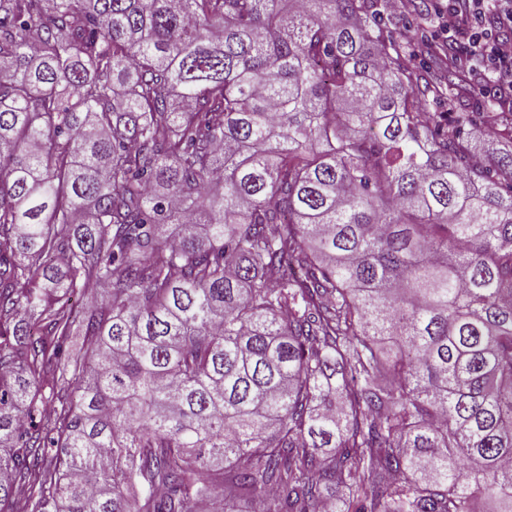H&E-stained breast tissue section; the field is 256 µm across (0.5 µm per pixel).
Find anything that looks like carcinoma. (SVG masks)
<instances>
[{
	"label": "carcinoma",
	"mask_w": 512,
	"mask_h": 512,
	"mask_svg": "<svg viewBox=\"0 0 512 512\" xmlns=\"http://www.w3.org/2000/svg\"><path fill=\"white\" fill-rule=\"evenodd\" d=\"M384 12L0 0V512H512V154ZM489 98L478 97L464 99L463 102L457 103L449 107L446 103L442 106L428 107V112H489L492 109L488 105ZM472 135L476 139H480L490 144L497 152H512L511 138L504 137L493 130L489 125L482 121H477V124L471 128Z\"/></svg>",
	"instance_id": "carcinoma-1"
}]
</instances>
